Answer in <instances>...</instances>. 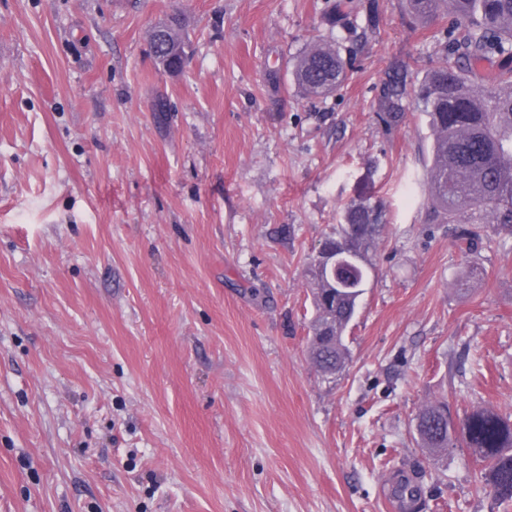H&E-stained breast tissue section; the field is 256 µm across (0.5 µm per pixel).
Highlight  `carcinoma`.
Instances as JSON below:
<instances>
[{"label": "carcinoma", "mask_w": 512, "mask_h": 512, "mask_svg": "<svg viewBox=\"0 0 512 512\" xmlns=\"http://www.w3.org/2000/svg\"><path fill=\"white\" fill-rule=\"evenodd\" d=\"M418 23L442 14L459 21L452 40L457 60L431 69L408 92L406 81L384 83L380 120L397 126L406 119L404 101L413 95L432 135L426 169L427 223L463 224L458 238L465 251H477L480 234L473 224H499L512 233V0H406ZM298 86L311 98L334 93L348 74L339 50L316 43L294 63ZM383 228L382 213L363 194L350 200L343 220L324 245L358 257L368 273L369 252ZM316 317L309 353L325 376L340 371L347 359L343 335L354 318L362 292L339 285L311 265ZM448 404L434 403L420 412L423 447L433 452L461 448L478 458L495 498L512 501V419L474 409L448 427Z\"/></svg>", "instance_id": "obj_1"}]
</instances>
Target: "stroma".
I'll return each instance as SVG.
<instances>
[{
	"instance_id": "stroma-1",
	"label": "stroma",
	"mask_w": 512,
	"mask_h": 512,
	"mask_svg": "<svg viewBox=\"0 0 512 512\" xmlns=\"http://www.w3.org/2000/svg\"><path fill=\"white\" fill-rule=\"evenodd\" d=\"M347 2L340 29L335 0H0V512H394L404 474L417 512H512L414 431L442 400L512 415V233L463 256L425 220V114L377 115L455 19ZM323 39L348 78L314 99L293 63ZM363 189L384 228L328 379L310 267ZM409 92L406 81L399 77H393L384 83L381 95V112H378L380 120L389 127L398 126L406 119V105Z\"/></svg>"
}]
</instances>
